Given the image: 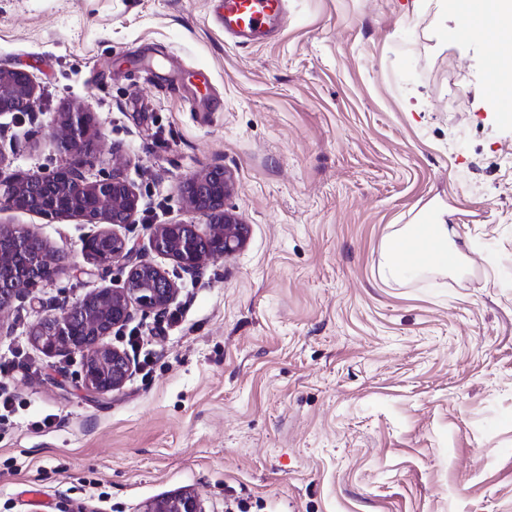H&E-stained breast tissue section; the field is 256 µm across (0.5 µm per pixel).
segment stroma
Returning <instances> with one entry per match:
<instances>
[{"instance_id":"stroma-1","label":"stroma","mask_w":512,"mask_h":512,"mask_svg":"<svg viewBox=\"0 0 512 512\" xmlns=\"http://www.w3.org/2000/svg\"><path fill=\"white\" fill-rule=\"evenodd\" d=\"M211 2L0 0V67L37 86L0 116L8 171L61 164L54 120L81 108L91 175L140 195L118 232L142 251L148 225L203 223L179 187L215 166L249 228L194 279L158 258L179 321L135 314L134 350L113 330L139 367L92 398L82 355L46 356L30 331L125 272L84 251L79 217L0 211L65 257L0 314L22 400L0 428V512H143L182 492L206 512H512V113L485 79L512 41L444 40L454 0H285L287 25L240 46ZM434 205L472 274L382 286V239Z\"/></svg>"}]
</instances>
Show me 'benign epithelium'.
I'll use <instances>...</instances> for the list:
<instances>
[{
  "mask_svg": "<svg viewBox=\"0 0 512 512\" xmlns=\"http://www.w3.org/2000/svg\"><path fill=\"white\" fill-rule=\"evenodd\" d=\"M35 93L32 76L22 69H0V115L27 110ZM97 129L91 113L64 112L56 123V138L66 156L65 162L50 173H4L0 156V210L17 208L46 216L75 214L98 227L84 240V250L106 266L118 264L126 272L122 288H102L48 316L33 327V340L47 355L77 351L84 357L80 379L92 395L118 391L132 370L128 355L112 346L107 338L138 312L166 311L179 292L172 280L147 255L130 246L127 239L110 227L131 224L139 207L134 185L122 174L91 179V144ZM233 189L232 176L213 168L186 180L181 191L188 205L207 218L205 227L197 224H151V250L175 262L191 277L200 272L211 256H231L247 242L248 226L237 214L224 207ZM28 233L0 226V309L29 297L40 279L48 255L30 256L24 252ZM84 318V334L71 330L77 315ZM144 512H205L200 496L193 492L166 496L151 502Z\"/></svg>",
  "mask_w": 512,
  "mask_h": 512,
  "instance_id": "7a95c632",
  "label": "benign epithelium"
}]
</instances>
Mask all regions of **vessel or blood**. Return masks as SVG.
Returning a JSON list of instances; mask_svg holds the SVG:
<instances>
[{
    "instance_id": "1",
    "label": "vessel or blood",
    "mask_w": 512,
    "mask_h": 512,
    "mask_svg": "<svg viewBox=\"0 0 512 512\" xmlns=\"http://www.w3.org/2000/svg\"><path fill=\"white\" fill-rule=\"evenodd\" d=\"M214 21L239 45L257 42L284 22V0H218Z\"/></svg>"
}]
</instances>
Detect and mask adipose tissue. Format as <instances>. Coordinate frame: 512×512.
<instances>
[{"label":"adipose tissue","instance_id":"adipose-tissue-1","mask_svg":"<svg viewBox=\"0 0 512 512\" xmlns=\"http://www.w3.org/2000/svg\"><path fill=\"white\" fill-rule=\"evenodd\" d=\"M477 26L488 45L511 40L512 0H485ZM447 215V210L431 208L412 223L394 226L379 248L377 276L383 284L401 283L412 275L436 273L460 279L469 274L470 258Z\"/></svg>","mask_w":512,"mask_h":512}]
</instances>
